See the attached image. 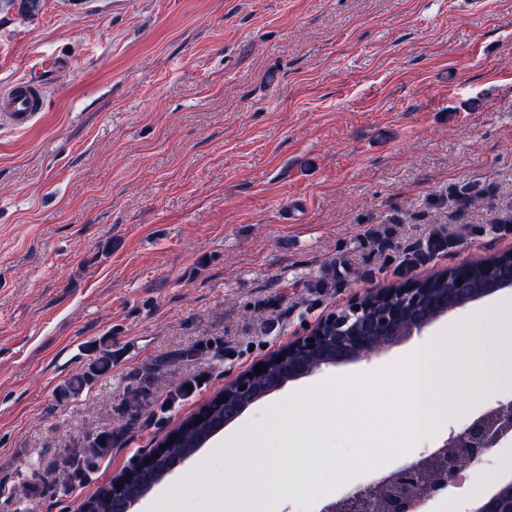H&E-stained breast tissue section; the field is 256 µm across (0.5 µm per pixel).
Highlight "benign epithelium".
I'll return each mask as SVG.
<instances>
[{"instance_id":"benign-epithelium-1","label":"benign epithelium","mask_w":512,"mask_h":512,"mask_svg":"<svg viewBox=\"0 0 512 512\" xmlns=\"http://www.w3.org/2000/svg\"><path fill=\"white\" fill-rule=\"evenodd\" d=\"M490 263L498 270L495 282L476 290L470 273L477 264ZM441 278L448 287L433 291L424 280L411 279L398 288H380L351 300L310 326L302 335L259 362L265 371L257 375L250 368L226 386L234 396H224V424L238 419L261 399L259 386L266 369L283 357L288 376L283 381L310 374L340 362L357 360L378 353L385 347L422 333L437 319L466 304L512 286V252L471 260L451 269L439 270L427 280ZM463 279L457 283V279ZM314 339L309 343L308 339ZM512 436V401L498 402L487 413L473 418L464 428L448 433L442 444L421 458L404 464L383 479L339 502H330L322 512H424L435 496L451 490L463 472L480 463L506 436ZM168 440L141 455L132 466L112 478V484L135 480L149 467L153 454L162 452ZM472 512H512V481L480 498Z\"/></svg>"}]
</instances>
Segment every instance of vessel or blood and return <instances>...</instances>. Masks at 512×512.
Returning <instances> with one entry per match:
<instances>
[{
	"instance_id": "vessel-or-blood-1",
	"label": "vessel or blood",
	"mask_w": 512,
	"mask_h": 512,
	"mask_svg": "<svg viewBox=\"0 0 512 512\" xmlns=\"http://www.w3.org/2000/svg\"><path fill=\"white\" fill-rule=\"evenodd\" d=\"M44 64L30 60L27 64L29 75L16 80L10 86L0 90V113L18 129L28 127L44 105L46 85L39 73Z\"/></svg>"
}]
</instances>
